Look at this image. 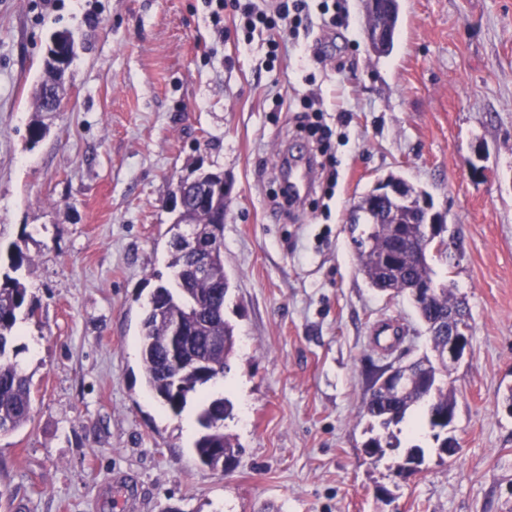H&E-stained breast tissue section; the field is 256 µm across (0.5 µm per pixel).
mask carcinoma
I'll return each mask as SVG.
<instances>
[{"mask_svg": "<svg viewBox=\"0 0 512 512\" xmlns=\"http://www.w3.org/2000/svg\"><path fill=\"white\" fill-rule=\"evenodd\" d=\"M364 8L367 25L380 30L369 40L370 51L377 56L391 54L399 21L398 0H365ZM62 85L63 73L53 59L46 58L44 77L33 96L35 111H44L48 106L47 92L58 95ZM187 185L186 181L178 185V190L186 191V213L169 228L171 280L153 290L141 322L144 383L176 415L185 409L190 394L226 376L237 343L235 326L224 317V302L231 289L230 278L224 272V236L217 240L213 273L203 277L191 271L192 254L181 245L185 237L181 226L192 231L214 220L212 209L198 208L196 196ZM373 198V216L380 223L371 224L368 233L352 237L360 270L372 287H389L411 297L417 283L437 278L432 259H449L451 255L441 248L433 249L419 238L420 224L406 205L377 198L369 191L360 197L357 209H364V204ZM393 252L400 253V265L389 269L383 258ZM30 264L31 259L15 244L9 250L7 266L0 271V436L32 420V380L17 360L20 350L15 345L19 321L35 313L21 280L22 269ZM439 292V307H416L426 326L455 304L447 281H439ZM413 368L411 386L402 396L370 397L366 413L385 435L370 438L365 447H399L392 427L404 421L410 408L420 405L424 420L439 440L438 452L448 447V417L443 412L456 404L454 394L448 392V366L441 367L434 357L426 355L413 362ZM233 410L232 401L222 395L201 404L197 421L203 432L194 442V451L202 465L211 469L222 465L226 470L234 467L241 446L224 433V421L233 417Z\"/></svg>", "mask_w": 512, "mask_h": 512, "instance_id": "1", "label": "carcinoma"}]
</instances>
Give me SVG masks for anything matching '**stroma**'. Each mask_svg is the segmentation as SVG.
Here are the masks:
<instances>
[{
    "label": "stroma",
    "instance_id": "stroma-1",
    "mask_svg": "<svg viewBox=\"0 0 512 512\" xmlns=\"http://www.w3.org/2000/svg\"><path fill=\"white\" fill-rule=\"evenodd\" d=\"M271 56L213 0H0V258L31 257L34 318L20 323L33 420L0 437V512H512V0H402L393 52L368 48L363 0ZM76 53L56 112L36 113L54 32ZM323 111L334 181L317 208L270 199L281 149ZM48 131L30 143L29 129ZM223 172L224 268L236 325L230 471L197 461L198 402L178 415L145 387L144 305L168 277L165 201L196 169ZM446 212L454 260L433 267L470 311L450 372L459 456L430 429L381 460L364 448L374 373L430 349L406 296L371 288L348 225L389 172ZM382 321L402 339L379 347ZM424 460L397 473L403 450Z\"/></svg>",
    "mask_w": 512,
    "mask_h": 512
}]
</instances>
